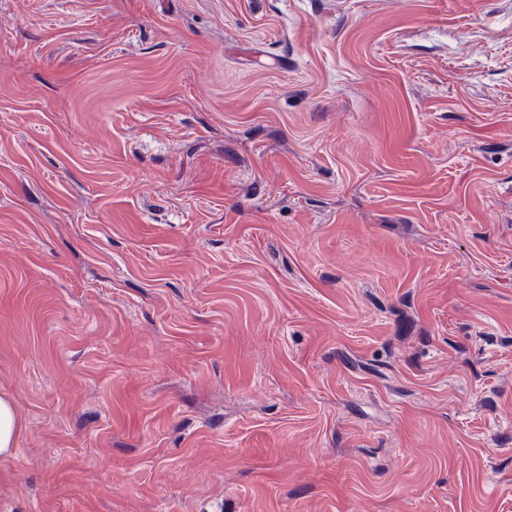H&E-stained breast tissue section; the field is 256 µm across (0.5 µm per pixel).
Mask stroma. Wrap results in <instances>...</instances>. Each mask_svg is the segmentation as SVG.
I'll use <instances>...</instances> for the list:
<instances>
[{
    "instance_id": "obj_1",
    "label": "stroma",
    "mask_w": 512,
    "mask_h": 512,
    "mask_svg": "<svg viewBox=\"0 0 512 512\" xmlns=\"http://www.w3.org/2000/svg\"><path fill=\"white\" fill-rule=\"evenodd\" d=\"M0 512H512V0H0ZM24 423L12 398L0 395V463L13 458Z\"/></svg>"
}]
</instances>
